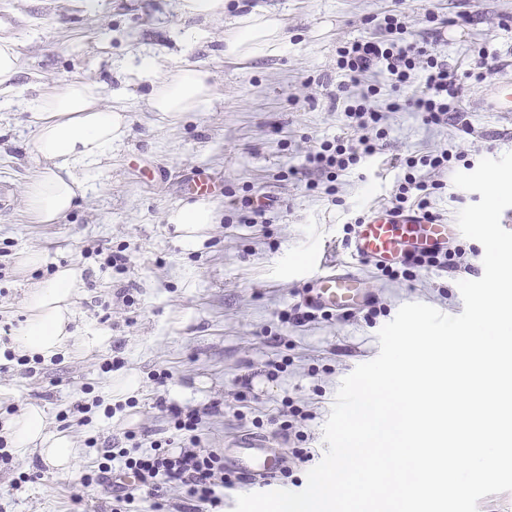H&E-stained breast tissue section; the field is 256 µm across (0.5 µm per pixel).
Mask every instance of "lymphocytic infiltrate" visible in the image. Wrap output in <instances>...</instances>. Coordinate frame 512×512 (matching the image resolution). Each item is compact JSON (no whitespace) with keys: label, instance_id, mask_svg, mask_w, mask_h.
<instances>
[{"label":"lymphocytic infiltrate","instance_id":"obj_1","mask_svg":"<svg viewBox=\"0 0 512 512\" xmlns=\"http://www.w3.org/2000/svg\"><path fill=\"white\" fill-rule=\"evenodd\" d=\"M377 27L378 34L338 47L337 68L352 82L371 73L384 74L393 89L406 88L410 94L389 102L382 110L375 108L366 95L345 107L354 137L323 141L305 157L306 166L325 172L333 182L377 153L386 112L409 109L418 112L425 124L440 125L447 122L452 110L450 98L459 93L454 73L439 64L431 50L410 41L397 15H385ZM454 157L452 150L443 148L432 155L406 158V172L394 194L397 209L428 211L438 185L417 176L416 170H448ZM168 413L176 435L185 440L183 446L173 449L158 442L152 452L143 453L135 444V433L130 432L126 435L127 447L107 450L97 474L82 476L84 485H100L105 474L120 464L138 477V485L113 492L111 512H137L139 502L146 498L152 499L153 512H206L207 508L222 505L225 490L242 484L237 472L225 468L223 454L195 447L198 411L185 412L172 406ZM172 486L182 491L175 502L168 497Z\"/></svg>","mask_w":512,"mask_h":512}]
</instances>
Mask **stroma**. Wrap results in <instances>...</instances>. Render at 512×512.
<instances>
[{
    "label": "stroma",
    "instance_id": "stroma-1",
    "mask_svg": "<svg viewBox=\"0 0 512 512\" xmlns=\"http://www.w3.org/2000/svg\"><path fill=\"white\" fill-rule=\"evenodd\" d=\"M261 2L283 16L288 45L236 65L222 50L237 0H227L223 18L205 23L207 35L198 40L188 34L180 0H0V37L16 43L26 99L73 80L109 91L120 87L119 71L140 57L168 66L185 51L216 85L208 110L175 123L150 112V84L131 85L125 137L56 224L35 223L25 208V188L39 167L24 101L0 109V185L9 189L0 202V448L13 415L37 405L49 431L67 432L84 450L71 473L50 469L35 453L0 463V512H110L101 487L83 486L80 477L105 450L125 444L127 431L136 432L144 452L170 437L159 398L202 410L200 445L217 451L246 435L287 448L273 416L290 400L312 412L305 445L322 459L323 427L339 385L378 355V331L408 303L462 313L458 281L482 277L483 245L461 237L458 271L422 268L413 279H392L367 264L371 310L318 314L299 326L285 317L312 262L346 259L355 220L391 206L405 157L446 147L460 153L451 170L420 171L426 181L445 183L431 198L435 215L452 222L480 201L479 193L457 188L453 175L512 152V112L485 107L491 89L512 80V28L498 25L501 15L512 14V0H407L403 21L411 40L432 48L463 79L460 117L428 126L419 113L388 112L378 153L339 177L332 194L319 171H296L321 141L352 136L344 108L361 89L337 69L336 49L373 34L369 17L391 13L394 0ZM8 16L15 25L5 24ZM482 52L493 57L492 69L484 81L465 79ZM464 124L469 133L461 132ZM199 170L219 179L211 198L217 221L189 243L165 214L188 201L187 182ZM264 195L275 197L274 207L262 223H244L246 201ZM33 248L48 252L36 271L22 263ZM119 250L131 259L130 273L117 274L107 263ZM75 260L85 280L78 333L95 331L108 341L27 369L14 344L25 290ZM165 370L170 380L156 384L155 374ZM129 375L140 387L127 393L117 383ZM130 399L135 407H127Z\"/></svg>",
    "mask_w": 512,
    "mask_h": 512
}]
</instances>
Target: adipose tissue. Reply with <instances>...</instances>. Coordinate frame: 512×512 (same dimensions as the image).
<instances>
[{"label":"adipose tissue","mask_w":512,"mask_h":512,"mask_svg":"<svg viewBox=\"0 0 512 512\" xmlns=\"http://www.w3.org/2000/svg\"><path fill=\"white\" fill-rule=\"evenodd\" d=\"M287 41L283 20L255 6L237 18L232 33L225 37L224 57L245 62L278 53ZM131 76L150 83L149 108L164 119L178 121L204 111L215 95L211 72L185 56L168 71L155 58L142 57ZM128 111L127 94H109L102 85L84 80L29 101L40 173L28 184L24 199L38 223L60 221L86 194L94 172L121 142ZM83 287V269L76 263L32 283L24 299L27 319L16 338L19 347L46 360L87 347V340L75 330L76 300ZM6 436L16 455L38 453L49 466L64 472L75 469L81 459L73 439L50 433L45 412L33 405L11 420Z\"/></svg>","instance_id":"ef3b65f1"}]
</instances>
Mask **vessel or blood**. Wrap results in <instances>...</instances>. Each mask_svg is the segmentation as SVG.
Masks as SVG:
<instances>
[{
	"label": "vessel or blood",
	"instance_id": "b4317fda",
	"mask_svg": "<svg viewBox=\"0 0 512 512\" xmlns=\"http://www.w3.org/2000/svg\"><path fill=\"white\" fill-rule=\"evenodd\" d=\"M459 235L457 225L430 220L415 211L372 209L355 225L347 242L351 264L318 265L304 283L299 304L313 314H344L363 307L371 292L356 271L355 262L378 267L405 265L420 254L444 249L449 240ZM236 462L245 474L269 481L275 480L282 466L280 452L265 447L259 440L242 442L236 450Z\"/></svg>",
	"mask_w": 512,
	"mask_h": 512
}]
</instances>
